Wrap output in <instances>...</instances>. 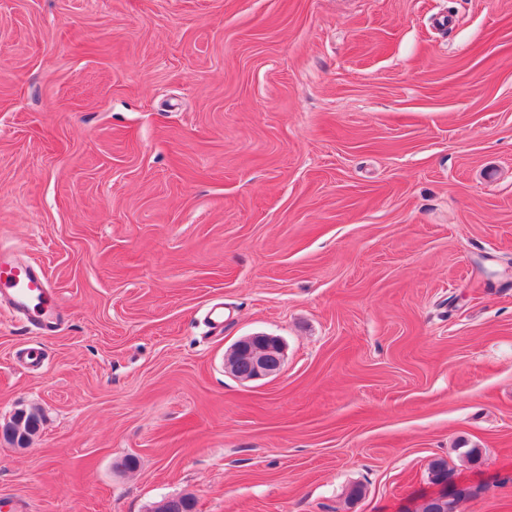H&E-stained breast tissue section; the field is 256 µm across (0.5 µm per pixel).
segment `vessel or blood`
Listing matches in <instances>:
<instances>
[{
	"label": "vessel or blood",
	"instance_id": "1",
	"mask_svg": "<svg viewBox=\"0 0 512 512\" xmlns=\"http://www.w3.org/2000/svg\"><path fill=\"white\" fill-rule=\"evenodd\" d=\"M0 307L38 329L49 331L56 324L54 291L46 274L9 250L0 252Z\"/></svg>",
	"mask_w": 512,
	"mask_h": 512
}]
</instances>
